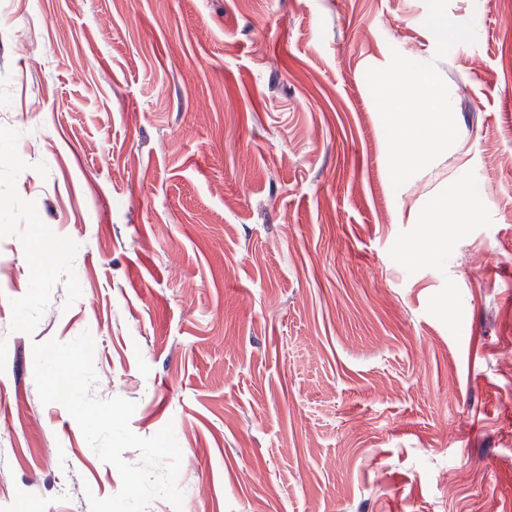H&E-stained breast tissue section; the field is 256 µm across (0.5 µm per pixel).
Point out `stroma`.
Segmentation results:
<instances>
[{
	"label": "stroma",
	"mask_w": 512,
	"mask_h": 512,
	"mask_svg": "<svg viewBox=\"0 0 512 512\" xmlns=\"http://www.w3.org/2000/svg\"><path fill=\"white\" fill-rule=\"evenodd\" d=\"M399 69L449 107L405 172ZM508 155L512 0H0V512L121 487L34 381L85 331L93 396L174 427L146 512H512ZM385 88L392 92L387 101L394 111L401 108L404 99L393 95L395 89L425 99L429 112L418 122L419 125L412 126L396 119L390 123V135L395 142L393 162L397 167L409 169L413 165H426L431 154L440 150L447 142L448 103L441 85L425 74L398 70L387 78ZM423 127L429 130L427 138L422 137ZM424 144L426 145L421 147ZM410 154L413 161L409 158ZM448 211L457 218L458 224H469L475 213V202L469 191L453 188L429 212L426 224H443L448 220Z\"/></svg>",
	"instance_id": "1"
}]
</instances>
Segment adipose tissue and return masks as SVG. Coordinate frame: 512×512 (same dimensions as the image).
Segmentation results:
<instances>
[{
  "label": "adipose tissue",
  "mask_w": 512,
  "mask_h": 512,
  "mask_svg": "<svg viewBox=\"0 0 512 512\" xmlns=\"http://www.w3.org/2000/svg\"><path fill=\"white\" fill-rule=\"evenodd\" d=\"M385 87L392 95L388 104L392 110H399L403 100L399 91L416 94L425 99L428 111L419 125L412 126L392 121L390 135L395 142L394 164L402 169L412 165H426L433 152L440 150L447 141L448 103L440 84L430 77L406 70L391 74Z\"/></svg>",
  "instance_id": "ef3b65f1"
}]
</instances>
